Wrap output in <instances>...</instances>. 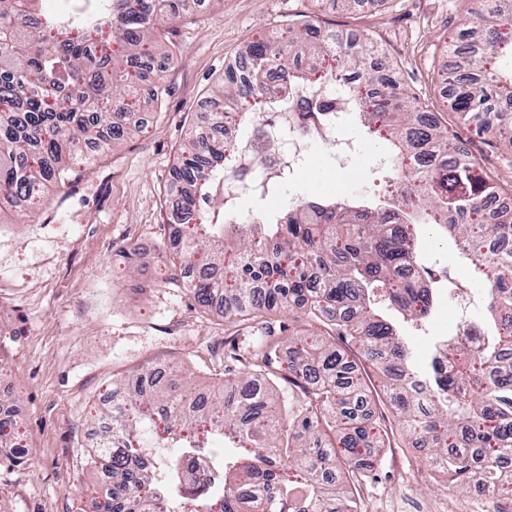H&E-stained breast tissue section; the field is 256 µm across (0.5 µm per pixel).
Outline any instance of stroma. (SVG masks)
Instances as JSON below:
<instances>
[{
	"instance_id": "obj_1",
	"label": "stroma",
	"mask_w": 512,
	"mask_h": 512,
	"mask_svg": "<svg viewBox=\"0 0 512 512\" xmlns=\"http://www.w3.org/2000/svg\"><path fill=\"white\" fill-rule=\"evenodd\" d=\"M483 0H361L344 12L331 0H183L166 22L177 49L164 75L162 101L144 76L130 132L67 187L43 192L35 217L0 216V384L8 386L27 463L6 464L0 448V505L8 512H90L88 432L113 381L144 370L182 367L207 391L224 368L231 342L248 333L206 313L169 264L174 232L167 221L169 185L180 146L202 100L219 86L225 65L246 43L288 24L342 32L372 42L399 81L434 118L462 136L472 155L512 189V154L491 148L448 108L445 78L459 33L485 15ZM380 141L366 139L347 163L310 144L296 177L242 212L287 210L304 196H381ZM423 261L447 268L475 298L481 289L437 234L423 237ZM461 314L444 292L426 329L413 333L421 359ZM361 512H468L467 493L443 487L413 441L384 449L361 481Z\"/></svg>"
}]
</instances>
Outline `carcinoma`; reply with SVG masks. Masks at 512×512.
<instances>
[{
  "mask_svg": "<svg viewBox=\"0 0 512 512\" xmlns=\"http://www.w3.org/2000/svg\"><path fill=\"white\" fill-rule=\"evenodd\" d=\"M39 0H0V208L31 212L19 200L34 189L62 188L76 166L90 167L124 135V114L140 79L136 64L157 63L174 49L159 31L178 13V0H74L48 24ZM502 20L461 33L463 65L448 85L458 122L475 126L488 144L512 126V0H488ZM287 46L259 39L241 49L214 91L216 109L196 113L170 192L179 197L174 222L187 225L170 263L182 288L203 307L222 295L234 303L224 320L259 336L231 359L252 369L245 379L224 366L205 401L191 395L185 375L157 381L124 378L123 396L87 454L93 482L107 479L98 512H360L354 489L390 443L386 405L406 435L425 451L426 465L450 475L452 486L475 488L470 512H512V211L489 208L500 196L492 175L390 75L379 59L365 66L366 43L336 33L286 27ZM339 54L359 84L323 103L296 96L323 83L318 60ZM367 72H362V67ZM251 99L306 113L316 130L323 113L353 108L367 137H385L390 155L416 167L388 169L396 185L387 201L305 197L266 223L259 216L224 222L227 201L196 223L199 198L224 191L226 99ZM434 224L457 259L482 286L485 347L470 351L458 336L436 345L431 371L418 370L400 324H424L438 303L435 281L410 277L418 237ZM288 309L312 328L288 331L272 315ZM378 364L382 389L371 390L351 345ZM288 348V357L282 356ZM18 427L0 418V447H16Z\"/></svg>",
  "mask_w": 512,
  "mask_h": 512,
  "instance_id": "cac0c4a2",
  "label": "carcinoma"
}]
</instances>
